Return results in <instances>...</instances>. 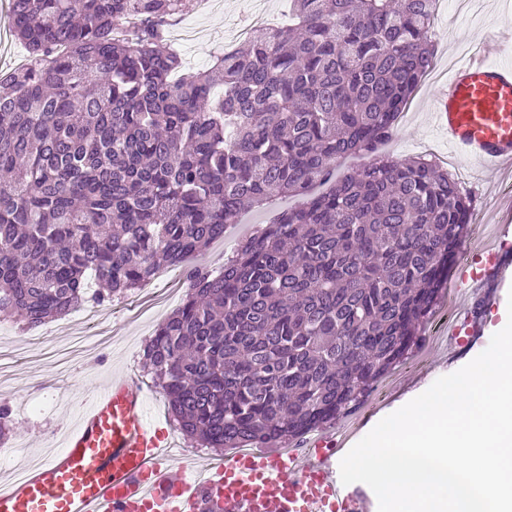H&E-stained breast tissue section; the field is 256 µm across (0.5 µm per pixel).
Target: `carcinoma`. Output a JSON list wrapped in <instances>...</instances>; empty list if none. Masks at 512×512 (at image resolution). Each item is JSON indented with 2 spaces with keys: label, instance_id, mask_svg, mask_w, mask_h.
<instances>
[{
  "label": "carcinoma",
  "instance_id": "cac0c4a2",
  "mask_svg": "<svg viewBox=\"0 0 512 512\" xmlns=\"http://www.w3.org/2000/svg\"><path fill=\"white\" fill-rule=\"evenodd\" d=\"M190 2L11 0L28 62L0 76V314L110 304L243 208L298 198L224 269L190 270L144 351L187 437L267 448L407 357L471 202L438 164L383 154L432 65L436 0H291L288 26L175 78L167 20ZM352 154L370 161L336 176Z\"/></svg>",
  "mask_w": 512,
  "mask_h": 512
}]
</instances>
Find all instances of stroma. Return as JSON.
<instances>
[{"label":"stroma","instance_id":"obj_1","mask_svg":"<svg viewBox=\"0 0 512 512\" xmlns=\"http://www.w3.org/2000/svg\"><path fill=\"white\" fill-rule=\"evenodd\" d=\"M259 10L265 23L285 22L288 0H217L209 12L193 11L174 19L170 43L186 67L207 68L214 55L241 46L245 28ZM511 24L512 0H476L474 12L466 16L455 13L451 0H439L432 28L434 67L400 115L387 146L399 160L422 156L442 163L462 193L470 196L465 245L471 250L469 262L475 270L487 264L489 253H512V234L492 241L480 235L481 225L507 218L502 202L512 197V170L490 171L477 162L453 157L433 121L432 105L438 74L449 72L480 42ZM284 206L280 200L261 210L244 211L236 223L227 225L228 240L189 257L185 266L161 270L149 287L115 298L112 304L86 303L36 330L0 317V404L11 410L5 444L12 450L11 455H0V476H11L38 460L45 439L61 435L98 386L123 374L138 377L147 387L149 418L168 425L182 455L214 458L213 449L197 446L173 421L163 394L154 388L143 367V351L156 326L183 301L187 269L202 266L220 271L237 244L258 226L270 223ZM481 351L477 340L453 350L443 340L422 341L403 364L384 377L385 400L369 396L361 408L372 411L374 420H382Z\"/></svg>","mask_w":512,"mask_h":512}]
</instances>
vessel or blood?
Here are the masks:
<instances>
[{"label":"vessel or blood","instance_id":"vessel-or-blood-1","mask_svg":"<svg viewBox=\"0 0 512 512\" xmlns=\"http://www.w3.org/2000/svg\"><path fill=\"white\" fill-rule=\"evenodd\" d=\"M499 39L480 44L438 86L433 116L449 146L490 170L512 167V59ZM512 258L493 256L460 289L456 312L480 336L473 303L495 301ZM134 377L112 378L93 396L60 451L0 482V512H371L365 488L343 485L332 466L335 435L301 448L182 463L172 438L146 416Z\"/></svg>","mask_w":512,"mask_h":512}]
</instances>
